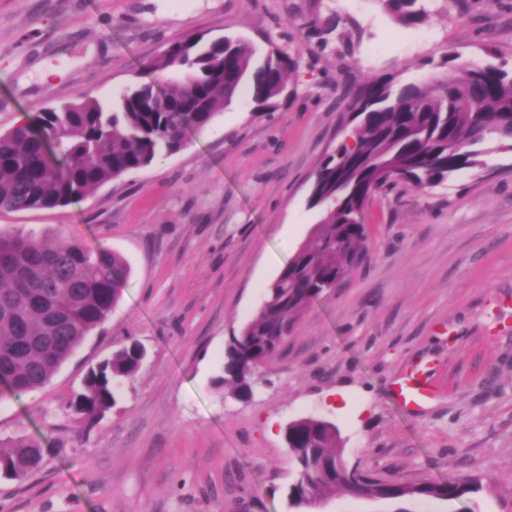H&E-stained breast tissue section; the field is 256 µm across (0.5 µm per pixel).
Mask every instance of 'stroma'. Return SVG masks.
<instances>
[{
    "mask_svg": "<svg viewBox=\"0 0 512 512\" xmlns=\"http://www.w3.org/2000/svg\"><path fill=\"white\" fill-rule=\"evenodd\" d=\"M424 3L425 20L405 25L384 0H0V134L151 80L146 63L192 35L296 62L275 112L239 98L178 153L79 202L0 213L2 231L63 234L130 265L110 318L51 381L0 399L1 441L45 439L37 474L0 479V512H296L284 427L309 416L336 425L347 468L479 486L453 502L339 492L330 512H512V152L487 155L491 177L374 193L363 261L303 314L253 398L217 383L230 336L311 240L315 174L355 126L348 84L425 82L451 46L512 69V0ZM329 17L338 27L313 37L309 21ZM47 61L65 67L44 83ZM134 340L142 368L86 427L67 401ZM417 361L438 396L415 414L392 390Z\"/></svg>",
    "mask_w": 512,
    "mask_h": 512,
    "instance_id": "stroma-1",
    "label": "stroma"
}]
</instances>
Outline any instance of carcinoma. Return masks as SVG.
<instances>
[{
	"instance_id": "obj_1",
	"label": "carcinoma",
	"mask_w": 512,
	"mask_h": 512,
	"mask_svg": "<svg viewBox=\"0 0 512 512\" xmlns=\"http://www.w3.org/2000/svg\"><path fill=\"white\" fill-rule=\"evenodd\" d=\"M405 24L422 21L419 0H385ZM257 50L243 38L198 35L169 45L147 65L177 80L140 82L115 100H78L28 114L0 135V212L66 206L90 190L141 171L179 152L208 129L249 85L255 112H273L295 62ZM442 71L423 88L380 76L351 90L358 123L353 145L323 161L309 205L319 208L314 241L292 257L224 356V386L252 390L255 372L282 345L308 307L336 287L356 264L367 237L364 209L371 194L399 171L416 189L438 186L461 170L487 168L481 145L512 151V72L459 62L448 50ZM128 276L126 262L65 236L53 239L0 231V399L41 390L88 334L110 316ZM146 352L134 341L90 368L68 408L98 422L116 404L121 380L138 372ZM298 478L291 506L321 505L338 488L359 486L378 499L420 496L460 500L478 490L459 478L407 486L347 469L331 423L300 420L285 429ZM44 444L33 435L0 442V477L21 481L39 471Z\"/></svg>"
}]
</instances>
